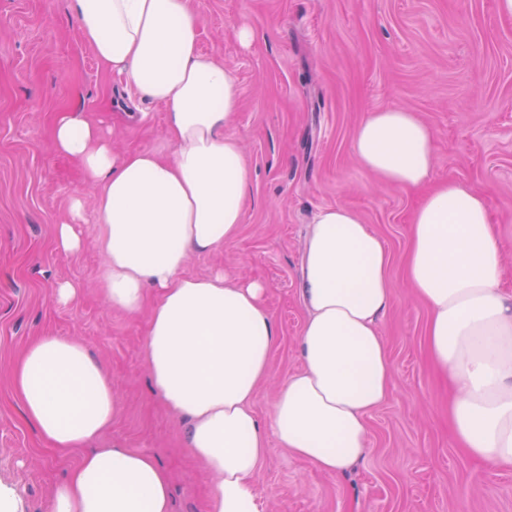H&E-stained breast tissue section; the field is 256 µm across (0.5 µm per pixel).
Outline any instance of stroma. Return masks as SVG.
I'll list each match as a JSON object with an SVG mask.
<instances>
[{
    "mask_svg": "<svg viewBox=\"0 0 512 512\" xmlns=\"http://www.w3.org/2000/svg\"><path fill=\"white\" fill-rule=\"evenodd\" d=\"M200 48L236 80L240 109L227 132L251 169L236 239L186 271L218 265L267 288L279 341L253 407L267 417L276 391L302 366L307 318L303 261L319 208L344 206L382 237L396 285L381 331L394 372L387 401L368 416L363 456L325 474L271 444L255 476L266 512H512V470L459 448L448 388L426 352L428 309L405 278L418 188L380 184L352 152L367 112L418 113L434 135L438 181L488 195L512 293V17L495 0H193ZM248 26L250 46L235 30ZM84 108L117 152L168 153L166 111L139 100L99 63L75 24L72 0H0V488L15 512H47L74 455L49 448L21 415L13 363L51 333L86 344L108 367L121 414L113 438L158 458L172 478V512H208L212 478L184 448L182 425L152 395L147 312L108 308L92 211L95 187L51 145L54 112ZM85 202L84 246L54 245L72 197ZM79 283L75 300L54 293Z\"/></svg>",
    "mask_w": 512,
    "mask_h": 512,
    "instance_id": "obj_1",
    "label": "stroma"
}]
</instances>
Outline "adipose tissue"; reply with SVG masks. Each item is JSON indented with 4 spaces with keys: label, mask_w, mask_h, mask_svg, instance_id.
<instances>
[{
    "label": "adipose tissue",
    "mask_w": 512,
    "mask_h": 512,
    "mask_svg": "<svg viewBox=\"0 0 512 512\" xmlns=\"http://www.w3.org/2000/svg\"><path fill=\"white\" fill-rule=\"evenodd\" d=\"M74 10L102 66L164 106L172 148L118 155L83 111L54 116L53 150L76 160L96 188L101 295L129 313L150 309V390L187 422L184 444L214 478L209 512H263L253 479L270 443L330 475L365 451L367 416L393 378L379 329L394 300L389 251L354 211L318 209L304 262L303 367L260 418L252 403L277 341L266 286L222 267L185 272L190 255L223 248L243 222L251 172L239 140L225 133L240 105L236 82L201 51L192 0H74ZM352 148L382 182L427 186L410 222L405 275L428 306L429 359L453 389L448 417L460 446L512 468V294L500 286L487 197L464 183H433V133L417 113L369 112ZM11 381L40 437L77 456L48 512H171L170 473L110 438L120 415L112 377L83 343L36 337Z\"/></svg>",
    "instance_id": "ef3b65f1"
}]
</instances>
